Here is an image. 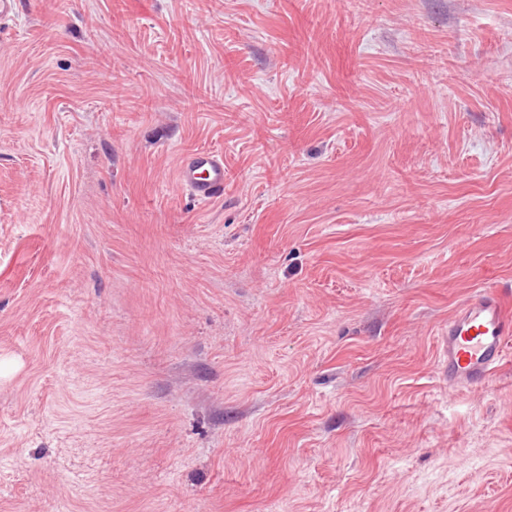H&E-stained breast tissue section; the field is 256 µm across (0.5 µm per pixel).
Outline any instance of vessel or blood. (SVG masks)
Returning a JSON list of instances; mask_svg holds the SVG:
<instances>
[{
    "instance_id": "obj_1",
    "label": "vessel or blood",
    "mask_w": 512,
    "mask_h": 512,
    "mask_svg": "<svg viewBox=\"0 0 512 512\" xmlns=\"http://www.w3.org/2000/svg\"><path fill=\"white\" fill-rule=\"evenodd\" d=\"M176 178L194 199L203 204L224 195L228 172L222 154L197 150L180 154ZM440 375L452 387H474L512 360V313L494 289L476 292L448 321L443 338Z\"/></svg>"
}]
</instances>
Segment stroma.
I'll list each match as a JSON object with an SVG mask.
<instances>
[{
	"instance_id": "stroma-1",
	"label": "stroma",
	"mask_w": 512,
	"mask_h": 512,
	"mask_svg": "<svg viewBox=\"0 0 512 512\" xmlns=\"http://www.w3.org/2000/svg\"><path fill=\"white\" fill-rule=\"evenodd\" d=\"M488 285L512 310V0L0 22V512H512V362L438 372ZM175 174L182 188L202 204L224 196L228 172L220 153L207 150L182 153L176 160Z\"/></svg>"
}]
</instances>
